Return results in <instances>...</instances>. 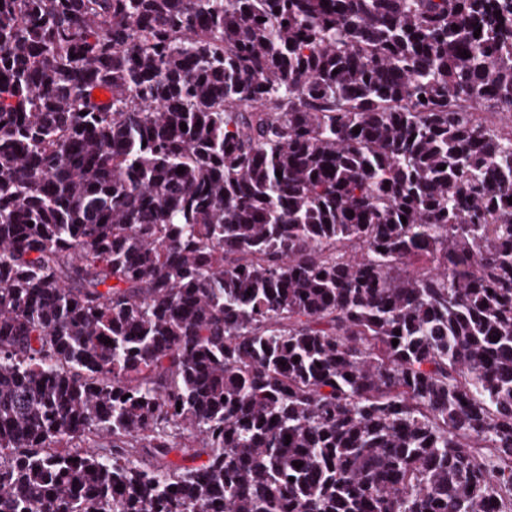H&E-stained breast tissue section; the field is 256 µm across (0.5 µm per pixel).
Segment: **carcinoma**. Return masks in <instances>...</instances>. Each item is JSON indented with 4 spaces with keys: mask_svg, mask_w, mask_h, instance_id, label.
Segmentation results:
<instances>
[{
    "mask_svg": "<svg viewBox=\"0 0 512 512\" xmlns=\"http://www.w3.org/2000/svg\"><path fill=\"white\" fill-rule=\"evenodd\" d=\"M510 197L512 0H0V512H512Z\"/></svg>",
    "mask_w": 512,
    "mask_h": 512,
    "instance_id": "obj_1",
    "label": "carcinoma"
}]
</instances>
